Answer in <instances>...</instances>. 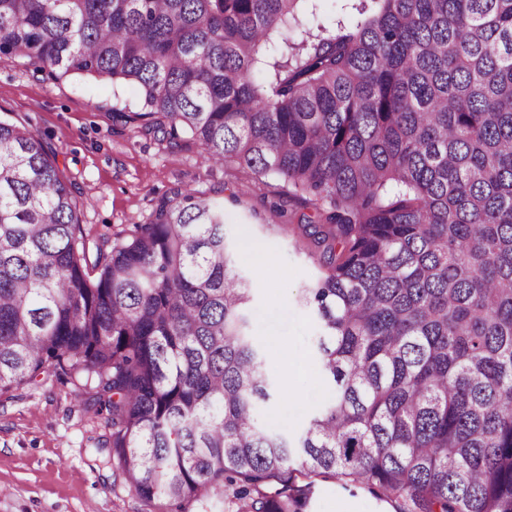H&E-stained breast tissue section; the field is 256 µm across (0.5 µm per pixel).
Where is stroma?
<instances>
[{
  "instance_id": "obj_1",
  "label": "stroma",
  "mask_w": 512,
  "mask_h": 512,
  "mask_svg": "<svg viewBox=\"0 0 512 512\" xmlns=\"http://www.w3.org/2000/svg\"><path fill=\"white\" fill-rule=\"evenodd\" d=\"M140 91L128 84L71 75L48 80L17 59L0 57V118L25 123L50 142L72 191L79 222L93 237H110L149 221L157 201L176 189L222 200L232 224L237 272L252 276L250 318L273 380L281 378L269 314L287 306L280 333L299 366L293 406L274 399L258 411L261 424L291 434L328 391L315 356L316 319L301 294L316 268L291 234H269L280 213H304L277 176H258L233 163L203 162L189 136L176 145L113 120L136 112ZM78 386L49 378L0 392V512H153L126 482L110 449L108 414L85 407ZM303 512H395L361 484L316 480Z\"/></svg>"
}]
</instances>
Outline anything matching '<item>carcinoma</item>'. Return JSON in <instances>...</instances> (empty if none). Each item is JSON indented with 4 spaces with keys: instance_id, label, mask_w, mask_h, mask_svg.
<instances>
[{
    "instance_id": "cac0c4a2",
    "label": "carcinoma",
    "mask_w": 512,
    "mask_h": 512,
    "mask_svg": "<svg viewBox=\"0 0 512 512\" xmlns=\"http://www.w3.org/2000/svg\"><path fill=\"white\" fill-rule=\"evenodd\" d=\"M299 2L0 0V55L134 84L141 111L112 117L305 202L329 398L294 436L257 421L282 384L223 202L178 189L91 240L56 152L2 120L0 391L80 381L133 491L181 512H302L300 476L395 512H512V0H354L295 38Z\"/></svg>"
}]
</instances>
